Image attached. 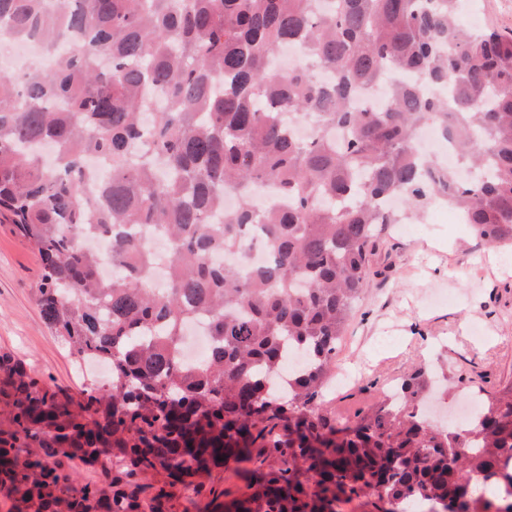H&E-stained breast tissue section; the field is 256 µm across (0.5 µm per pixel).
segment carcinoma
<instances>
[{"label":"carcinoma","mask_w":512,"mask_h":512,"mask_svg":"<svg viewBox=\"0 0 512 512\" xmlns=\"http://www.w3.org/2000/svg\"><path fill=\"white\" fill-rule=\"evenodd\" d=\"M464 0H0V35L69 47L0 75V224L43 264L37 303L78 361L73 398L0 353V512H512V383L453 429L423 369L351 423L325 394L379 235L431 200L512 245V33ZM299 46L330 74H281ZM361 87L384 103L354 105ZM316 121L292 136L288 114ZM426 127L478 177L418 153ZM110 164L97 179L87 160ZM267 180L280 200L259 209ZM236 210L217 216L224 196ZM172 251L164 287L143 231ZM266 252L250 263L254 245ZM233 252L220 265L214 253ZM114 276L99 275L103 260ZM209 355L183 365L186 325ZM100 469L80 485L72 462ZM242 485L219 488L223 473Z\"/></svg>","instance_id":"obj_1"}]
</instances>
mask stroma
I'll use <instances>...</instances> for the list:
<instances>
[{"instance_id":"35a3bbf8","label":"stroma","mask_w":512,"mask_h":512,"mask_svg":"<svg viewBox=\"0 0 512 512\" xmlns=\"http://www.w3.org/2000/svg\"><path fill=\"white\" fill-rule=\"evenodd\" d=\"M461 21L511 32L512 0H469ZM373 269L336 353L354 374L327 400L337 420H354L420 368L444 374L446 391L430 403L448 410L512 382V247H486L465 224L416 236L392 227ZM40 273L38 255L0 224V351L77 397L110 373L76 365L44 324Z\"/></svg>"}]
</instances>
